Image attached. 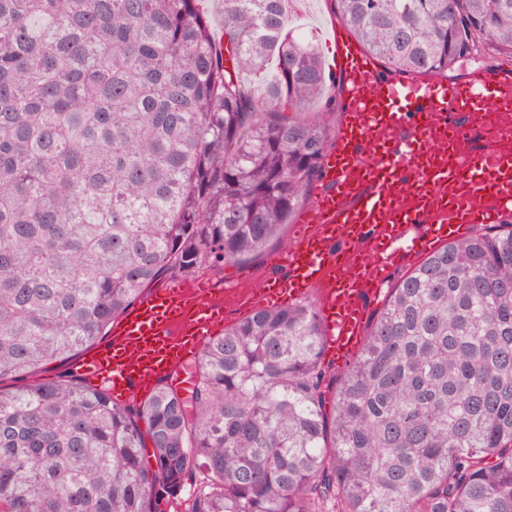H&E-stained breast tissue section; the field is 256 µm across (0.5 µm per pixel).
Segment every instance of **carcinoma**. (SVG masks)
Masks as SVG:
<instances>
[{
    "label": "carcinoma",
    "instance_id": "obj_1",
    "mask_svg": "<svg viewBox=\"0 0 512 512\" xmlns=\"http://www.w3.org/2000/svg\"><path fill=\"white\" fill-rule=\"evenodd\" d=\"M332 2L403 75L512 57V0ZM289 24L288 0H224L221 42L200 0H0V381L27 380L0 389V512H158L190 482V512H512V228L414 267L340 377L304 301L210 339L185 393L38 378L316 187L326 74Z\"/></svg>",
    "mask_w": 512,
    "mask_h": 512
}]
</instances>
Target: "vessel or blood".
Instances as JSON below:
<instances>
[{
	"label": "vessel or blood",
	"mask_w": 512,
	"mask_h": 512,
	"mask_svg": "<svg viewBox=\"0 0 512 512\" xmlns=\"http://www.w3.org/2000/svg\"><path fill=\"white\" fill-rule=\"evenodd\" d=\"M335 53L347 106L322 160L324 186L295 243L275 259L285 276L259 295L280 305L316 293L325 350L346 360L363 338L367 300L395 269L460 229L512 214V152L462 150L467 130L448 122L452 114L512 113V76L477 67L455 82L400 80L384 77L348 40L337 39ZM222 321L221 304L197 283L155 289L113 322L107 344L79 369L113 401L151 393Z\"/></svg>",
	"instance_id": "obj_1"
}]
</instances>
